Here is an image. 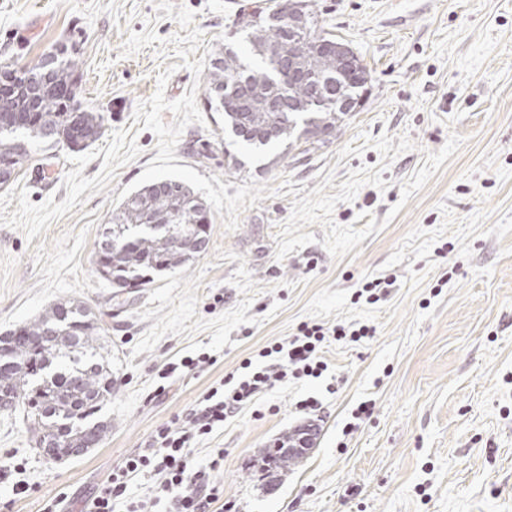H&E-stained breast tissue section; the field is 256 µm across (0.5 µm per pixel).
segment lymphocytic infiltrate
Listing matches in <instances>:
<instances>
[{"instance_id":"lymphocytic-infiltrate-1","label":"lymphocytic infiltrate","mask_w":512,"mask_h":512,"mask_svg":"<svg viewBox=\"0 0 512 512\" xmlns=\"http://www.w3.org/2000/svg\"><path fill=\"white\" fill-rule=\"evenodd\" d=\"M372 334L365 325L355 329L338 324L328 331L321 324L305 322L293 336L263 346L257 359L241 361L181 416L157 427L144 448L113 468L96 488L90 512H115L119 505L125 512H149L164 500L170 512H213L224 496V487L215 478L224 457L216 455L208 466H199L193 457L195 444L223 429L227 421L285 378L321 377L328 369L320 354L326 339L357 342ZM139 478L155 482L149 500L130 495L132 482Z\"/></svg>"}]
</instances>
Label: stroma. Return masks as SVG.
Instances as JSON below:
<instances>
[{
    "label": "stroma",
    "instance_id": "1",
    "mask_svg": "<svg viewBox=\"0 0 512 512\" xmlns=\"http://www.w3.org/2000/svg\"><path fill=\"white\" fill-rule=\"evenodd\" d=\"M273 3L0 0V62L75 47L80 98L104 117L82 151L31 144L34 167L0 188V336L73 299L112 365L108 433L84 455H40L21 414L0 411V463L24 462L29 486H0V512L62 492L88 512L157 427L304 321L375 335L325 344L323 377L276 384L196 445L203 466L224 452L223 512H512V0H314L372 73L362 107L310 149H244L228 170L205 71L240 9ZM164 179L206 201L207 249L119 291L95 272L96 243ZM376 278L387 296L356 301ZM203 350L213 366L163 377ZM310 395L313 450L263 466Z\"/></svg>",
    "mask_w": 512,
    "mask_h": 512
}]
</instances>
